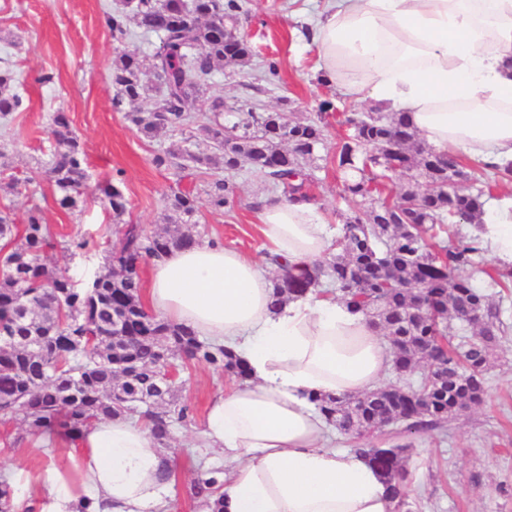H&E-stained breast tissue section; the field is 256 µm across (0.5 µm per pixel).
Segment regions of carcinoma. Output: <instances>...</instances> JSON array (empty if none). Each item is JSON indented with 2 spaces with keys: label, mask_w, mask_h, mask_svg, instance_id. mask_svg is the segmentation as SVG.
Masks as SVG:
<instances>
[{
  "label": "carcinoma",
  "mask_w": 512,
  "mask_h": 512,
  "mask_svg": "<svg viewBox=\"0 0 512 512\" xmlns=\"http://www.w3.org/2000/svg\"><path fill=\"white\" fill-rule=\"evenodd\" d=\"M238 0H136L105 15L112 36L130 34V24L154 34L159 46L150 69L164 74L153 88L145 79L143 60L135 53L116 50L111 79L117 92L112 105L126 110L128 120L147 138L163 131L181 130L193 122L192 110L201 81L232 63L251 66L248 42L226 38L237 23ZM19 79L11 66L0 67V117L7 118L23 105L15 91ZM156 96L149 111L139 108L149 92ZM229 110L235 121L225 124L224 99H213L208 115L196 124L213 151L177 147L153 156L157 168H179L188 157L193 168L205 173L223 169L232 174L247 164L263 175L290 202L312 201L306 188L304 166L316 159L328 129L322 118L297 117L286 111L266 112L252 100ZM345 125L358 133L354 141L336 142V165L355 173L344 181V192L360 199V209L342 216L336 251L296 274L276 258L271 307L285 298L303 297L319 289L354 311L363 313L390 342L410 346L404 358H393L394 371L404 379L402 391L414 394L418 410L409 428L439 427L458 415L463 402L484 400L485 376L499 359L506 330L500 306L478 287L472 271L481 253L476 237L448 234L445 225L478 224L484 212V193H449L470 179L455 154L436 155L415 148L416 133L401 112H353ZM56 148L44 161V173L53 186L57 208L73 211L87 188L86 155L70 129L64 112L52 117ZM366 142L388 146L376 159L363 152ZM414 172L427 185L421 202L406 210L401 223L388 218L399 197L383 196L379 171L386 167ZM487 179L509 181L512 168L488 166ZM115 218L127 210L122 191L112 183L101 188ZM212 209L234 203L235 188L216 178L206 190ZM168 225L149 234L137 224L122 229L121 247L105 257L106 271L79 288L67 271L49 266L57 247L43 209L34 205L22 225L15 224L9 208L0 210V415L19 421L49 445L74 441L92 423L107 417L145 420L154 441L167 448L174 424L188 418L190 407L175 399L176 386L163 383L157 373L167 362H194L241 380L246 369L229 349L216 346L185 326L169 323L144 308L140 297L139 259H159L173 249L200 242L186 224L197 212V197L175 191L167 202ZM423 283L432 301L417 319L409 318L411 286ZM427 364L423 380H408L419 363ZM314 403L329 426L353 440L382 431L386 413L403 420L402 408L384 389L356 396H322ZM354 451L381 471L394 503L403 512L409 495L402 448H375L359 443ZM221 470L212 469L191 487L206 512H222L217 493L223 487ZM0 512H15L12 485L0 478Z\"/></svg>",
  "instance_id": "cac0c4a2"
}]
</instances>
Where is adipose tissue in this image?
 <instances>
[{
	"instance_id": "ef3b65f1",
	"label": "adipose tissue",
	"mask_w": 512,
	"mask_h": 512,
	"mask_svg": "<svg viewBox=\"0 0 512 512\" xmlns=\"http://www.w3.org/2000/svg\"><path fill=\"white\" fill-rule=\"evenodd\" d=\"M313 41L323 81L407 113L433 150L512 160V0H327ZM260 223L294 272L335 250L311 203L266 204ZM478 235L512 265V200L485 213ZM272 291L265 259L220 243L151 262L152 309L233 350L251 375L213 397L203 420L208 447L231 465L224 512H393L384 477L329 445L312 402L377 386L390 366L378 333L332 295L274 310ZM73 448L40 475L41 512H159L169 454L144 422L97 421Z\"/></svg>"
}]
</instances>
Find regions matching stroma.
Instances as JSON below:
<instances>
[{
	"instance_id": "35a3bbf8",
	"label": "stroma",
	"mask_w": 512,
	"mask_h": 512,
	"mask_svg": "<svg viewBox=\"0 0 512 512\" xmlns=\"http://www.w3.org/2000/svg\"><path fill=\"white\" fill-rule=\"evenodd\" d=\"M120 4L121 0H0V59L9 60L19 72L17 90L24 99L23 111L0 121V142L21 137L23 147L13 159V173L33 179L14 192L0 188V206H10L20 223L28 208L40 205L58 240L88 239L85 251L73 254L58 249L53 253L58 266L68 269L81 285L101 273L104 254L120 246L112 213L94 193V184L110 181L119 186L128 202L125 222L150 233L163 229L165 203L172 192L201 195L207 182L193 168L165 170L152 163L155 153L180 144L187 135L194 149L206 148L195 127L147 139L124 113L112 107L116 88L110 80V66L117 46L147 60L159 44L156 36L138 33L121 44L113 39L104 14ZM322 5L323 0H243L239 27L253 49L252 67L246 74L231 66L213 73L197 106L206 108L217 97L228 105L249 97L268 111L285 106L313 118L321 102H332L326 117L328 137L309 166L308 191L326 221L336 224L341 215L356 208L345 198L343 174L336 168V143L346 131L342 115L366 112L375 104L346 97L337 86L319 81L311 28ZM269 61L277 64L276 77H268L265 71ZM44 74L52 75L51 83H38V76ZM251 81L257 83L258 92L248 90ZM57 112L69 116L87 158L90 187L72 213L54 205L50 182L37 173L39 162L55 146L51 117ZM232 181L234 205L216 211L201 200L193 221L204 239L261 256L259 207L262 202L279 200L280 194L262 175L246 167ZM475 282L498 299L508 327L504 338L507 358L489 371L483 403L458 414L441 430L409 433L394 424L371 438L377 446L406 447L410 512H512V293L491 285L481 273ZM180 377L176 398L192 404L195 420L174 427L171 445L177 455L165 507L167 512H204L190 488L207 469L224 465L223 456L203 441L205 407L230 378L198 364L181 371ZM69 451L68 441H58L52 448L43 446L40 436L22 434L15 422L0 417V469L15 465L34 477L49 466L66 464Z\"/></svg>"
}]
</instances>
